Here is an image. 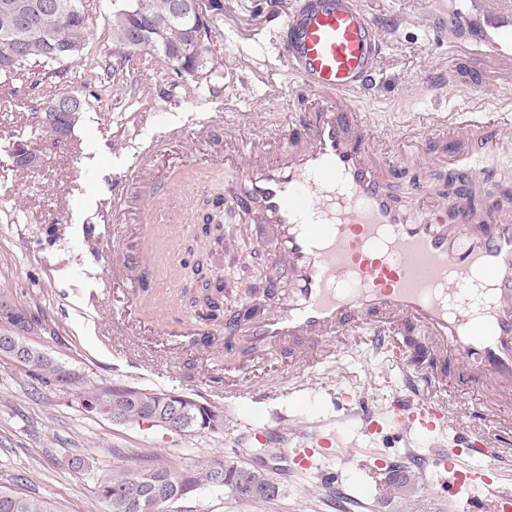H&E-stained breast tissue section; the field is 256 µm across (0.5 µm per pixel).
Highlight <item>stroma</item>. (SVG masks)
<instances>
[{
  "label": "stroma",
  "mask_w": 512,
  "mask_h": 512,
  "mask_svg": "<svg viewBox=\"0 0 512 512\" xmlns=\"http://www.w3.org/2000/svg\"><path fill=\"white\" fill-rule=\"evenodd\" d=\"M212 11L209 47L219 64L195 76L170 69L155 52H136L113 63L110 20L121 0H87L91 35L75 63L57 64L16 83L28 103L52 94L85 102L73 131L60 143L35 138L30 111H0V160L17 143L40 157L36 167L0 179V298L26 307L42 321L29 346L82 374L88 386H133L176 391L207 401L224 412L221 429L183 435L138 424H116L83 412L79 390L68 385L35 388L30 366L0 355V488L43 499L52 512H105L98 484L112 471L130 472L164 464L177 470L216 456L273 470L281 493L263 504L234 497L221 487L200 489L169 512H455L452 495L430 491L417 466L431 437L396 431L368 435L359 419L337 418L338 392L357 389L377 403L388 397L387 382L399 371L389 357L374 356L357 337L338 341V360L310 368L282 357L263 364L259 381L292 378L308 385L303 397L285 393L271 402L224 395V361L218 343L224 328L207 337L169 336L127 302L128 288L106 278L112 254L105 229L125 226V250L134 254L140 216L129 209L114 218L112 197L137 198L145 186L158 188L155 218L163 223L199 224L204 216L238 229L237 251L224 255L225 285L264 283L275 260L271 244L236 209L218 205L232 169L214 171L199 186L180 190L172 174L181 164H203L224 153V126L242 133L282 126L302 109L307 92L278 58L270 31L280 25L291 0H222ZM385 44L383 82L359 102L371 113L388 156L419 157L428 164L430 189L442 188L448 159L467 169L471 154L444 117L466 113H512V55L492 51L483 29L487 14L512 12V0H361ZM209 133H199L203 122ZM191 136L161 151L151 146L168 131ZM152 151L144 178H131L136 156ZM450 416L469 422L485 394L449 365L444 382ZM286 415L295 435L331 433L338 445L321 463L342 468L339 501L326 497L317 472H292L282 456L251 447L249 429L272 425ZM380 453L416 477L410 497L390 498L368 462ZM80 457L86 469L69 462Z\"/></svg>",
  "instance_id": "obj_1"
}]
</instances>
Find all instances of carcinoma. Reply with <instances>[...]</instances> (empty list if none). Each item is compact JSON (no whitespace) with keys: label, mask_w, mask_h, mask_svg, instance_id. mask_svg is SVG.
I'll use <instances>...</instances> for the list:
<instances>
[{"label":"carcinoma","mask_w":512,"mask_h":512,"mask_svg":"<svg viewBox=\"0 0 512 512\" xmlns=\"http://www.w3.org/2000/svg\"><path fill=\"white\" fill-rule=\"evenodd\" d=\"M78 0H0V61L10 52L11 45L5 38L11 34L22 33L25 37V56L3 67L0 75L14 78L29 73V68L46 67L62 62H72L80 58L90 34L87 9H78L74 4ZM173 0H133L131 13L112 16V56L124 61L130 53L137 51L134 31L144 30L148 48L160 57L178 67V71L189 76L196 75L215 64L209 45L198 52L189 24L172 19ZM59 104L62 112L69 113L65 126L49 123L43 116L46 107ZM84 112V102L74 95L54 94L39 102L36 109L37 124L35 132L43 139L54 142L61 140L62 132H71ZM202 234L210 240L211 253L218 255L224 251V225L204 224ZM202 290L207 292L203 300L190 297V305L195 314L206 321H215L224 315V288H210V282H201ZM39 323L37 316L20 308V314L8 321L12 332L25 329L26 323ZM39 373L35 379L43 385L61 382L59 365L46 356L35 361ZM119 387L91 389L80 402L86 413H96L102 408L117 407L136 421L154 412H163L168 407L165 392L143 390L133 401L120 400ZM174 472L165 465L145 468L134 474L115 472L97 487V494L106 504L107 512H137L136 506L142 502L152 487ZM178 474L187 482L202 488L213 485L208 463L189 470H180ZM277 482L268 471L249 465L232 462L227 472V483L237 487L256 483L260 486ZM0 512H50L47 504L34 497L23 496L12 490L0 489Z\"/></svg>","instance_id":"obj_1"}]
</instances>
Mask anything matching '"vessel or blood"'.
Here are the masks:
<instances>
[{"mask_svg":"<svg viewBox=\"0 0 512 512\" xmlns=\"http://www.w3.org/2000/svg\"><path fill=\"white\" fill-rule=\"evenodd\" d=\"M278 49L312 95L306 110L289 113L275 147L261 135L244 141L238 128L224 129L226 141L239 145L228 159L238 175L224 200L261 225L277 254L269 297L241 298L224 318V342L239 352L234 371L280 351L318 365L338 336L364 337L373 354H391L397 327L411 324L436 358L456 360L481 382L511 383L512 199L500 195L479 206L475 198L512 115L455 123L454 134L477 143L482 165L452 197L419 180L403 203L372 115L357 105L377 84L383 51L371 15L357 0H297ZM141 221L138 264L126 260L120 233L109 240L112 283L138 280L137 302L167 260L162 226L146 211ZM397 362L402 380L386 405L354 391L337 399V412L359 418L370 434L395 427L451 437L452 448L433 449L422 469L455 489L461 512H485L481 489L512 471V429L492 437L451 423L441 391L417 378L406 357ZM332 446L321 435L290 450L296 470H317L327 491L342 473L318 469L316 451Z\"/></svg>","mask_w":512,"mask_h":512,"instance_id":"b4317fda","label":"vessel or blood"}]
</instances>
